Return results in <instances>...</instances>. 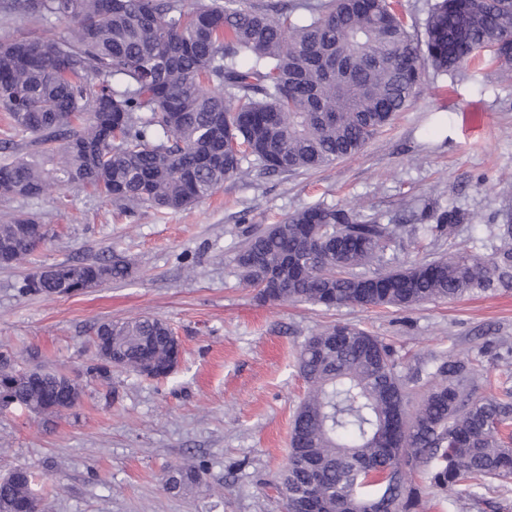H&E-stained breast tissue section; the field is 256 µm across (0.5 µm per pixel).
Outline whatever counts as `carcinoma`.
Returning <instances> with one entry per match:
<instances>
[{"mask_svg": "<svg viewBox=\"0 0 512 512\" xmlns=\"http://www.w3.org/2000/svg\"><path fill=\"white\" fill-rule=\"evenodd\" d=\"M66 22L40 41H0V199H35L54 184L87 187L128 208L179 211L258 167L294 173L359 153L415 98L426 68L446 75L495 64L512 72V0H432L423 43L399 0H0V12ZM28 138L41 150L11 149ZM412 230L453 233L464 216ZM400 227L374 215L316 205L250 234L235 255L261 301L326 308H410L488 287L495 269L461 250L387 268ZM49 236L21 216L0 224V252L18 261ZM382 267L368 273L364 268ZM85 289L122 281L132 264L114 255L55 264ZM57 285L23 279L25 294ZM159 318L101 323L92 346L104 379L128 369L169 376L179 354ZM308 392L292 422L278 477L283 512H411L412 481L471 492L512 478V389L486 391L474 362L457 355L397 370L390 348L347 324L308 337L297 354ZM57 374L28 381L0 361V407L42 413ZM202 481L191 465L168 472L180 492ZM35 476L16 470L0 485V512H39Z\"/></svg>", "mask_w": 512, "mask_h": 512, "instance_id": "obj_1", "label": "carcinoma"}]
</instances>
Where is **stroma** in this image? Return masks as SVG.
<instances>
[{
	"instance_id": "1",
	"label": "stroma",
	"mask_w": 512,
	"mask_h": 512,
	"mask_svg": "<svg viewBox=\"0 0 512 512\" xmlns=\"http://www.w3.org/2000/svg\"><path fill=\"white\" fill-rule=\"evenodd\" d=\"M336 205L401 225L393 264L464 250L494 265L512 225V78L494 67L428 77L413 104L361 152L309 171L252 170L186 209L128 210L92 190L51 187L36 199L0 202L48 225L50 239L0 268V355L14 370L63 371L80 382L79 404L44 417L0 409V477L35 472L40 512H280L277 476L306 383L299 345L347 323L390 345L401 372L443 354L473 360L492 378L512 373V283L410 310L262 302L233 258L252 230L313 205ZM456 210L452 236L413 238L409 211ZM119 255L131 278L69 296L27 295L22 280L68 260ZM153 316L182 343L178 367L151 380L113 370L97 377L89 344L103 321ZM200 467L199 488L165 490L174 466ZM415 512H512V479L480 489L429 488Z\"/></svg>"
}]
</instances>
